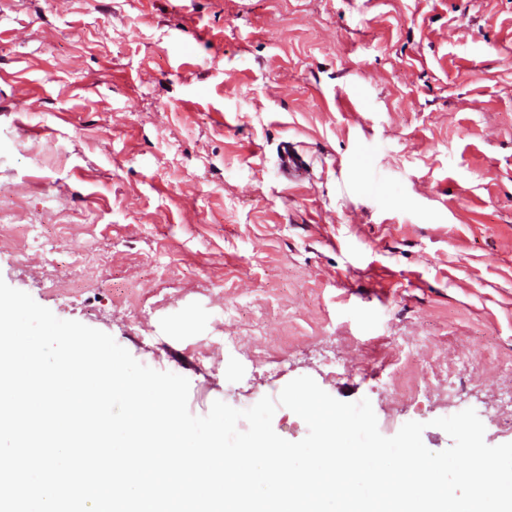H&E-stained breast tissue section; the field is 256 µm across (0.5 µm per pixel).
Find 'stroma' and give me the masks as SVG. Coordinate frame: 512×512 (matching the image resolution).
I'll return each mask as SVG.
<instances>
[{
  "mask_svg": "<svg viewBox=\"0 0 512 512\" xmlns=\"http://www.w3.org/2000/svg\"><path fill=\"white\" fill-rule=\"evenodd\" d=\"M0 278L198 416L308 376L512 442V0H0Z\"/></svg>",
  "mask_w": 512,
  "mask_h": 512,
  "instance_id": "obj_1",
  "label": "stroma"
}]
</instances>
